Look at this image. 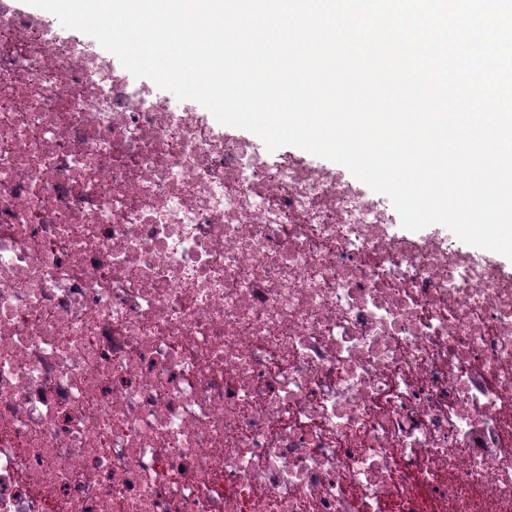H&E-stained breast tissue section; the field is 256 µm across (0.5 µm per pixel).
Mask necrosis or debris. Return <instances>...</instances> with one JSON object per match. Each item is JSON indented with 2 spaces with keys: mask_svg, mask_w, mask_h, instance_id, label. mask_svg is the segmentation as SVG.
<instances>
[{
  "mask_svg": "<svg viewBox=\"0 0 512 512\" xmlns=\"http://www.w3.org/2000/svg\"><path fill=\"white\" fill-rule=\"evenodd\" d=\"M0 512H512V273L0 0Z\"/></svg>",
  "mask_w": 512,
  "mask_h": 512,
  "instance_id": "1",
  "label": "necrosis or debris"
}]
</instances>
